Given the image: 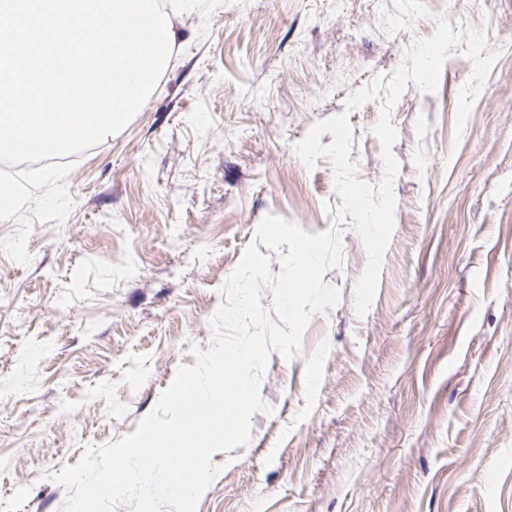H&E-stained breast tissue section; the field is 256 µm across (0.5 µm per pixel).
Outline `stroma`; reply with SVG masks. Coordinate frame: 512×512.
<instances>
[{"label":"stroma","instance_id":"stroma-1","mask_svg":"<svg viewBox=\"0 0 512 512\" xmlns=\"http://www.w3.org/2000/svg\"><path fill=\"white\" fill-rule=\"evenodd\" d=\"M495 62L464 128L472 63L392 108L394 232L375 300L341 226L339 304L292 358L271 352L268 409L218 452L197 512H512V0H227L170 16L171 60L119 132L54 166L0 163V512H60L54 473L133 433L192 347L266 215L326 231L342 200L298 144L347 95L391 76L438 19ZM374 99L352 112L358 179L385 176Z\"/></svg>","mask_w":512,"mask_h":512}]
</instances>
